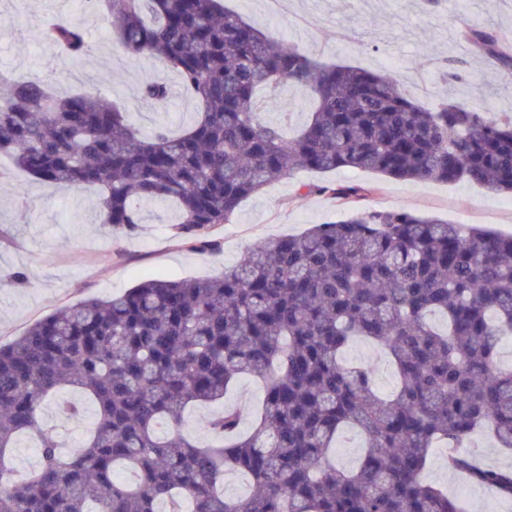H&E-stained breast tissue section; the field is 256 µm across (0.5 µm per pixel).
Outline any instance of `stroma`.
Segmentation results:
<instances>
[{"mask_svg":"<svg viewBox=\"0 0 512 512\" xmlns=\"http://www.w3.org/2000/svg\"><path fill=\"white\" fill-rule=\"evenodd\" d=\"M226 5L267 34L327 61L373 71L390 59L406 94L425 107L445 97L477 112H512V69L474 55L461 38L464 29L490 27L503 44L512 45V0H442L433 12L424 11L420 0H288L287 8L275 13L263 9L259 0H226ZM0 10L15 14L14 25L0 29V72L19 79L50 74L69 88L101 92L144 130L158 120L176 126L192 121L196 104L183 92L176 72L153 57L126 61L113 47L103 14H82L77 0H25L18 9L11 0H0ZM46 15L66 17L86 30L95 52L80 68H72L36 37L35 28ZM457 58L467 61L468 75L443 86L439 63ZM151 79L166 80L171 87L162 106L138 98L139 86ZM265 110L266 120L285 122L291 137L307 121L312 102L309 95L287 86ZM304 183L365 184L371 192L363 207L406 209L512 234L510 196L488 194L474 183L400 181L342 168L293 172L244 199L228 223L212 228V237L222 244L214 254L188 249L174 239L175 207L143 206L137 231L116 234L99 220L96 191L47 184L15 172L0 183V343L23 335L51 313L125 292L148 276L183 280L222 275L259 241L299 234L336 219L339 202L327 194L301 192ZM16 272L24 273V284L11 283ZM344 358L371 369L379 396L396 389L395 368L380 348L357 340ZM447 454V449H433L423 474L426 482L446 488L470 512H512V500L497 498L449 471Z\"/></svg>","mask_w":512,"mask_h":512,"instance_id":"1","label":"stroma"}]
</instances>
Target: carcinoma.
Instances as JSON below:
<instances>
[{"label":"carcinoma","instance_id":"1","mask_svg":"<svg viewBox=\"0 0 512 512\" xmlns=\"http://www.w3.org/2000/svg\"><path fill=\"white\" fill-rule=\"evenodd\" d=\"M116 49L173 68L198 105L175 134L144 132L95 92L50 90L40 76L0 73V154L56 185L95 187L100 223L130 234L140 204L173 203L174 237L217 251L210 229L283 175L341 168L396 180L468 181L512 195V113L475 112L441 100L430 110L386 71L330 63L268 36L223 0H96ZM79 63L93 53L85 30L59 16L38 30ZM463 39L507 66L497 31ZM466 72L447 61L442 81ZM292 83L314 108L287 139L264 119L257 94ZM154 80L140 100L165 103ZM335 196L339 219L298 236L255 244L218 278L147 279L108 299L50 314L0 345V512H468L421 480L430 451L448 469L512 499V468L483 467L459 448L481 431L512 449V368L498 363L512 334V236L449 224L404 209H367L360 184L308 186ZM363 339L383 348L399 379L380 398L372 371L343 354ZM243 377L263 385L248 431L230 406L213 416L210 444L181 432L183 411L224 399ZM61 401L69 418L92 414L82 441L41 420ZM364 449L336 467L340 433ZM30 437L37 470L24 475L10 449ZM247 475L244 498L224 494Z\"/></svg>","mask_w":512,"mask_h":512}]
</instances>
